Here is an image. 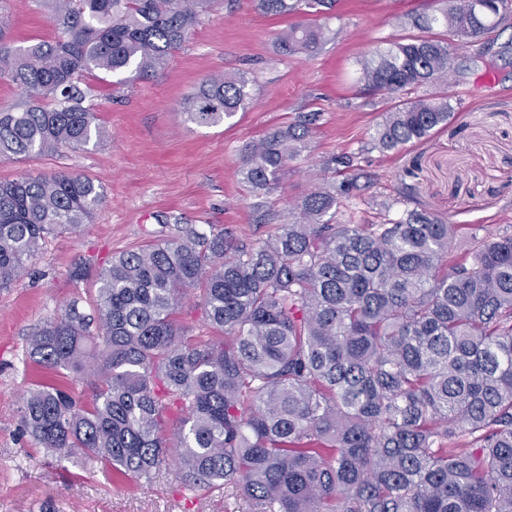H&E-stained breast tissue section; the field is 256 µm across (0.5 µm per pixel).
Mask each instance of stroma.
I'll return each instance as SVG.
<instances>
[{
    "label": "stroma",
    "mask_w": 512,
    "mask_h": 512,
    "mask_svg": "<svg viewBox=\"0 0 512 512\" xmlns=\"http://www.w3.org/2000/svg\"><path fill=\"white\" fill-rule=\"evenodd\" d=\"M443 3L336 0L334 38L313 54L285 56L278 33L306 23V15L270 17L254 0H222L166 70L122 89L113 87L112 76H89L91 103L107 131L103 143L0 159V181L81 172L106 195L92 223L47 237L24 274L0 290V512H238L234 501L220 496L187 499L175 465L151 481L118 486L100 463L76 452L57 464L22 435L21 398L41 377L24 362L27 339L94 288L93 280L70 279L75 264L101 267L186 224L228 228L247 243L266 241L278 224L265 220V212L286 211L319 183L322 161L341 153L358 158L361 191L344 205L357 223H379L386 206L404 193L412 207L458 225L461 240L478 228L512 235V27L456 47L452 63L466 71L449 89L457 107L446 126L391 154L369 147L389 101L361 92L357 59L385 40L414 34L408 18L434 15ZM5 18L15 44L55 36L35 0H8ZM222 73L247 74L252 105L230 124L186 122L185 96ZM313 112L319 119L308 151L291 163L281 188L256 196L238 175L246 146Z\"/></svg>",
    "instance_id": "35a3bbf8"
}]
</instances>
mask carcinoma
I'll use <instances>...</instances> for the list:
<instances>
[{"instance_id": "carcinoma-1", "label": "carcinoma", "mask_w": 512, "mask_h": 512, "mask_svg": "<svg viewBox=\"0 0 512 512\" xmlns=\"http://www.w3.org/2000/svg\"><path fill=\"white\" fill-rule=\"evenodd\" d=\"M57 33L16 46L0 21V78L25 94L0 111V158L99 145L87 100L96 72L124 86L165 69L218 0H34ZM336 0H256L267 16L318 15L277 37L284 55L333 34ZM512 0L452 5L411 24L445 37L398 38L359 62L357 82L391 100L372 136L380 153L428 138L455 112L450 49L498 28ZM431 85L441 90L410 97ZM243 74L209 76L184 98L189 122L218 126L252 103ZM317 114L267 132L238 173L277 190L309 149ZM293 202L277 235L232 244L187 225L112 258L87 306L70 301L27 340L53 373L22 397L19 423L57 459L73 451L115 478L150 481L176 462L180 487L242 512H512V235L472 233L406 208L378 224L339 211L356 180ZM105 199L86 175L0 182V288L50 234L90 223ZM198 299L208 332L175 314ZM88 381L84 402L63 375Z\"/></svg>"}]
</instances>
